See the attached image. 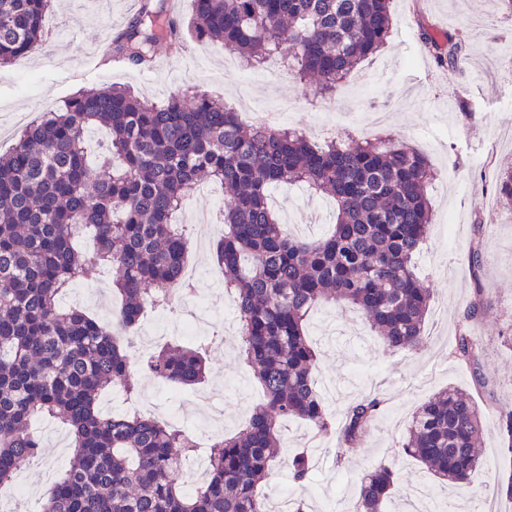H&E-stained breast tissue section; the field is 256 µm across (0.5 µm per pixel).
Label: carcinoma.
I'll return each instance as SVG.
<instances>
[{
    "instance_id": "carcinoma-1",
    "label": "carcinoma",
    "mask_w": 512,
    "mask_h": 512,
    "mask_svg": "<svg viewBox=\"0 0 512 512\" xmlns=\"http://www.w3.org/2000/svg\"><path fill=\"white\" fill-rule=\"evenodd\" d=\"M51 0H0V67L37 53ZM144 7L113 41L135 65L150 61L158 39H181L182 26L145 22ZM393 27L391 0H193L191 37L221 42L257 64L288 49V68L317 92L377 53ZM440 66L465 56L464 34L421 33ZM110 136L106 154L89 165L85 137ZM424 155L384 136L362 142L311 143L303 134L246 126L224 102L193 85L163 102L127 88L83 91L27 125L0 155V484L39 456L31 419L66 425L73 457L42 512H268L261 483L283 464L296 485L309 480L311 457L279 455V421L299 418L339 448H359L383 409L370 393L352 403L341 425L326 412L313 379L318 353L308 339L310 313L328 304L355 307L392 351L424 344L430 290L413 260L432 221ZM210 179L224 188V235L216 263L234 291L241 356L265 392L246 429L223 436L208 456L209 480L188 491L178 477L195 445L176 424L140 415L102 414L109 386L134 392L122 337L60 294L83 267L112 266V291L123 299L126 329L148 300L166 299L182 278L187 239L173 215L193 187ZM274 183H303L330 196L334 228L318 239L285 233L267 203ZM90 233L93 253L76 239ZM206 345L168 344L145 363L164 382L192 388L206 375ZM482 347L460 327L452 351L479 365ZM503 447L512 454V404L498 409ZM403 452L438 481L468 480L482 464V414L450 387L412 413ZM392 469L364 479L355 512H385Z\"/></svg>"
}]
</instances>
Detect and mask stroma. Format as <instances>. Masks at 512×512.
<instances>
[{"instance_id":"35a3bbf8","label":"stroma","mask_w":512,"mask_h":512,"mask_svg":"<svg viewBox=\"0 0 512 512\" xmlns=\"http://www.w3.org/2000/svg\"><path fill=\"white\" fill-rule=\"evenodd\" d=\"M391 7L394 25L386 45L366 59L335 96L326 98L275 61L243 67L238 74L226 72L223 45L208 40H188L192 63L186 75L175 68L143 70L124 59L115 68L93 67L90 52L106 25L121 27L128 21V0H53L42 54L0 68V123L10 131L0 139V153L11 148L13 134L41 106L53 109L77 92L112 84L163 100L191 82L233 106L244 123H251L253 113L264 112L270 124L298 130L317 143L375 137L369 116L389 113L388 132L426 153L436 173L429 190L433 223L416 269L431 292L426 344L412 352H391L372 335L359 346L349 336L353 326L364 323L356 309L328 306L312 313L308 334L319 353L315 377L337 384L335 395L325 398L328 414L342 419L350 404L372 391L384 400L383 414L362 447L341 452L332 439L309 447L306 421L283 422L285 450L309 448L315 460L313 478L294 488L286 471L279 469L261 492L274 501L291 487L305 499L308 512H319L325 497L335 499V512H353L364 476L384 464L396 475L393 503L408 500L414 485L424 482L438 487L448 512H479L483 494L494 493L499 474L512 468V454L500 443L497 412L498 403L512 396V209L495 202L498 177L512 171V68L489 60L490 52L512 48V0H392ZM425 26L465 34L461 65L437 64L421 41ZM431 131L442 133L441 151H429L425 136ZM276 192L279 219H286L294 205L299 220L311 224V237L329 229V221H311L324 196L298 185H280ZM477 240L485 263L476 278L468 253ZM479 287L487 304L470 329L484 346L480 367L494 382L484 390L475 388L472 370L452 355L459 325ZM222 327L218 320L200 333L212 343L202 388L219 399L211 407L196 406L191 416L198 419L210 415L212 408L222 409L221 432L232 435L245 427L264 394L237 348L215 345ZM450 386L469 392L484 412V463L468 483L453 488L439 486L402 452L415 408ZM34 426L44 433L43 452L29 463L28 493L21 498L5 495L0 512H39L51 479L70 464L67 428L48 417L38 418ZM340 454L345 457L341 466L336 463Z\"/></svg>"}]
</instances>
